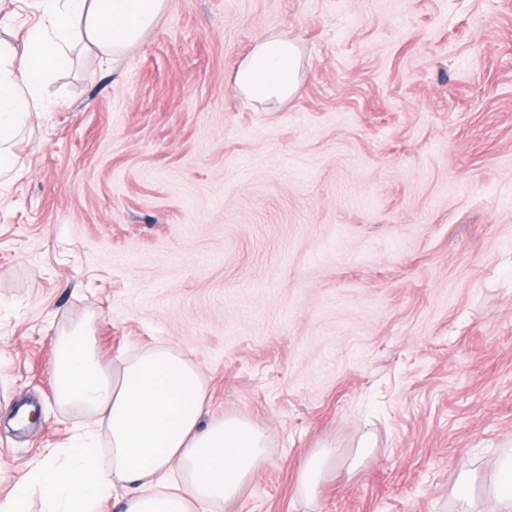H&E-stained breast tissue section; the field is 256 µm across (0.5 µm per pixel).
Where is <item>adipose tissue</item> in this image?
<instances>
[{"instance_id":"1","label":"adipose tissue","mask_w":512,"mask_h":512,"mask_svg":"<svg viewBox=\"0 0 512 512\" xmlns=\"http://www.w3.org/2000/svg\"><path fill=\"white\" fill-rule=\"evenodd\" d=\"M166 0H33L37 21L20 45L0 47V175L17 163L14 139L33 112L49 111L45 85L66 70L76 44L105 55L136 43ZM301 52L288 38L257 43L237 70L235 89L261 103H281L299 86ZM90 323L62 333L54 365L58 401L106 422L112 448L102 466L93 440L49 449L0 512H28L39 493L43 512H98L110 487L128 494L120 512H213L233 500L266 452L262 431L237 417L205 419L198 368L162 347L142 351L115 375L95 354Z\"/></svg>"}]
</instances>
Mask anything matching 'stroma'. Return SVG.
<instances>
[{"mask_svg":"<svg viewBox=\"0 0 512 512\" xmlns=\"http://www.w3.org/2000/svg\"><path fill=\"white\" fill-rule=\"evenodd\" d=\"M271 34L299 44L300 84L262 106L233 79ZM47 94L0 185V500L87 429L109 445L55 397V339L88 320L107 371L183 353L210 416L264 433L219 512H491L512 453V0H167ZM328 454L327 451H322L306 461L300 477L299 492L305 495L314 494L322 477Z\"/></svg>","mask_w":512,"mask_h":512,"instance_id":"35a3bbf8","label":"stroma"}]
</instances>
